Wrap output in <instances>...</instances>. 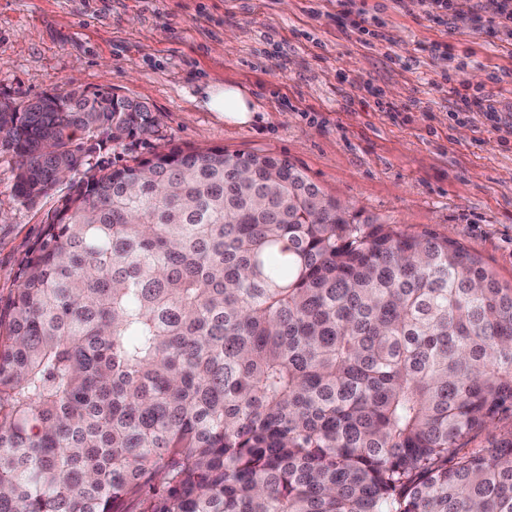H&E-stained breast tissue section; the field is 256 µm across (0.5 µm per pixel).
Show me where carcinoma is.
I'll list each match as a JSON object with an SVG mask.
<instances>
[{"label": "carcinoma", "instance_id": "1", "mask_svg": "<svg viewBox=\"0 0 512 512\" xmlns=\"http://www.w3.org/2000/svg\"><path fill=\"white\" fill-rule=\"evenodd\" d=\"M160 140L106 89L0 108L17 200L76 175L0 308V512H512V286ZM157 143L158 141H150L149 144L138 143L133 146L128 145L126 147L112 148L109 152L100 153L98 159L122 164L125 163L126 160H130L133 156L147 155L151 150V146Z\"/></svg>", "mask_w": 512, "mask_h": 512}]
</instances>
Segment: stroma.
<instances>
[{
    "label": "stroma",
    "instance_id": "obj_1",
    "mask_svg": "<svg viewBox=\"0 0 512 512\" xmlns=\"http://www.w3.org/2000/svg\"><path fill=\"white\" fill-rule=\"evenodd\" d=\"M498 4L0 0V99L112 90L148 105L169 144L288 158L351 211L448 236L512 283V26ZM214 83L252 98L251 122L200 106ZM14 173L0 147L2 299L59 200L17 201Z\"/></svg>",
    "mask_w": 512,
    "mask_h": 512
}]
</instances>
